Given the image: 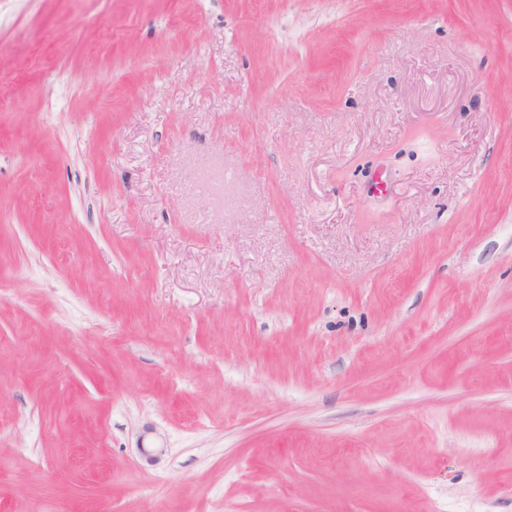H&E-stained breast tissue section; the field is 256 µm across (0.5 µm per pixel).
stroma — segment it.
I'll return each instance as SVG.
<instances>
[{
	"label": "stroma",
	"instance_id": "obj_1",
	"mask_svg": "<svg viewBox=\"0 0 512 512\" xmlns=\"http://www.w3.org/2000/svg\"><path fill=\"white\" fill-rule=\"evenodd\" d=\"M0 512H512V0H0Z\"/></svg>",
	"mask_w": 512,
	"mask_h": 512
}]
</instances>
